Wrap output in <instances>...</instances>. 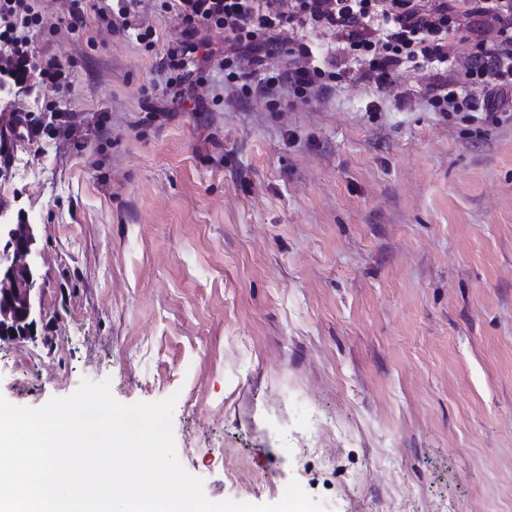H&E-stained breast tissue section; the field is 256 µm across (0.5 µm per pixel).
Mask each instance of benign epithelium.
Instances as JSON below:
<instances>
[{"instance_id": "obj_1", "label": "benign epithelium", "mask_w": 512, "mask_h": 512, "mask_svg": "<svg viewBox=\"0 0 512 512\" xmlns=\"http://www.w3.org/2000/svg\"><path fill=\"white\" fill-rule=\"evenodd\" d=\"M30 224H14L0 212V339L23 343L36 339L41 302L31 301L28 286L38 269Z\"/></svg>"}]
</instances>
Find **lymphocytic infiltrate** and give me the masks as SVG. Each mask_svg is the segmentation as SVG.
I'll list each match as a JSON object with an SVG mask.
<instances>
[{
  "label": "lymphocytic infiltrate",
  "mask_w": 512,
  "mask_h": 512,
  "mask_svg": "<svg viewBox=\"0 0 512 512\" xmlns=\"http://www.w3.org/2000/svg\"><path fill=\"white\" fill-rule=\"evenodd\" d=\"M141 0H117L97 10L107 30L136 33L152 41V28H139ZM179 35L166 44L159 87L174 101L203 86L191 79L195 62L217 63L228 83L268 101L283 93L299 99L325 96L350 81L347 60L365 62L359 80L393 91L394 74L408 62L451 64L452 78L434 74L427 84V103L443 117L512 123L505 106L512 100V0H173ZM330 29L340 53L320 62L310 44L280 51L278 33L293 28ZM39 0H0V86L15 96L35 87L70 90V71L51 55H35L30 35L52 30ZM465 29L472 43L460 57L450 40ZM224 36L220 57L208 53L205 33Z\"/></svg>",
  "instance_id": "1"
}]
</instances>
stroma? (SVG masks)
<instances>
[{
    "instance_id": "obj_1",
    "label": "stroma",
    "mask_w": 512,
    "mask_h": 512,
    "mask_svg": "<svg viewBox=\"0 0 512 512\" xmlns=\"http://www.w3.org/2000/svg\"><path fill=\"white\" fill-rule=\"evenodd\" d=\"M141 14L154 48L91 10L35 36L74 63L56 111L0 91V210L34 228L42 305L36 340L0 342V395L176 396L213 501L294 479L327 512H512V124L439 119L410 64L401 101L361 81L274 110L215 69L172 104L175 20Z\"/></svg>"
}]
</instances>
